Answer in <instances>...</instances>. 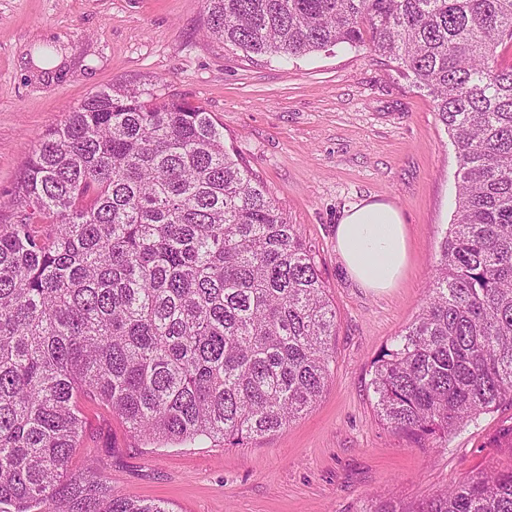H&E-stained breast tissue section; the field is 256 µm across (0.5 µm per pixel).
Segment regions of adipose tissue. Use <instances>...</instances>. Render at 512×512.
Instances as JSON below:
<instances>
[{"label": "adipose tissue", "mask_w": 512, "mask_h": 512, "mask_svg": "<svg viewBox=\"0 0 512 512\" xmlns=\"http://www.w3.org/2000/svg\"><path fill=\"white\" fill-rule=\"evenodd\" d=\"M336 251L364 288L395 287L409 261L406 227L394 205L363 201L345 209L336 226Z\"/></svg>", "instance_id": "obj_1"}]
</instances>
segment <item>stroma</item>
Here are the masks:
<instances>
[{
    "instance_id": "obj_1",
    "label": "stroma",
    "mask_w": 512,
    "mask_h": 512,
    "mask_svg": "<svg viewBox=\"0 0 512 512\" xmlns=\"http://www.w3.org/2000/svg\"><path fill=\"white\" fill-rule=\"evenodd\" d=\"M205 0H0V202L38 137L110 85H154L209 112L315 249L336 313L331 378L288 427L237 447L149 441L83 396L68 472L96 460L119 494L173 512H367L374 494L408 503L512 467V405L446 444H418L379 421L370 385L381 349L419 314L454 218L456 159L432 98L363 48L254 58L204 32ZM393 204L410 262L394 288L360 287L335 227L360 201Z\"/></svg>"
}]
</instances>
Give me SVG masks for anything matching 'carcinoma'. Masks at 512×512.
I'll use <instances>...</instances> for the list:
<instances>
[{
	"mask_svg": "<svg viewBox=\"0 0 512 512\" xmlns=\"http://www.w3.org/2000/svg\"><path fill=\"white\" fill-rule=\"evenodd\" d=\"M248 56L346 44L433 98L457 161L425 305L373 362L383 424L447 439L512 404V0H206ZM0 221V512H173L87 465L78 397L153 441L288 426L331 376L336 315L313 246L209 113L109 87L47 130ZM367 512H512V468Z\"/></svg>",
	"mask_w": 512,
	"mask_h": 512,
	"instance_id": "obj_1",
	"label": "carcinoma"
}]
</instances>
